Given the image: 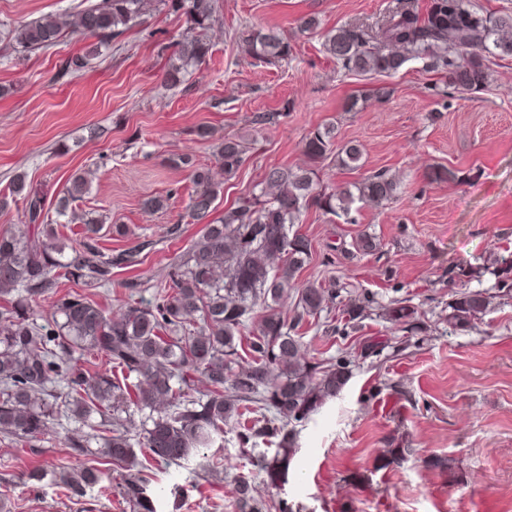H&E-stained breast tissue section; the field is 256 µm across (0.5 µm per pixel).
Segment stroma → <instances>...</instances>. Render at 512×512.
Masks as SVG:
<instances>
[{
	"label": "stroma",
	"mask_w": 512,
	"mask_h": 512,
	"mask_svg": "<svg viewBox=\"0 0 512 512\" xmlns=\"http://www.w3.org/2000/svg\"><path fill=\"white\" fill-rule=\"evenodd\" d=\"M221 10L202 31L210 50L181 85L165 86L169 47L191 28L188 15L167 6L127 31L120 45L102 50L78 74L63 64L86 54L91 38L65 29L59 45L26 52L6 46L3 32L35 18H73L85 0H0V233L24 223L25 203L10 183L25 174L45 198L60 242L78 243L80 224L57 216L54 204L68 179L83 174L91 188L77 212L106 215L99 245L119 252L146 248L137 265L112 271L108 287L88 297L109 317L127 303L154 300L161 270L184 254L202 232L187 205L190 171L172 158L187 155L210 169L221 189L216 216L261 183L274 166L313 165L319 186L343 189L371 172L395 178V197L366 204L356 223L304 208L294 229L314 244L296 284L333 280L339 297L299 328L307 359L338 351L354 355L350 379L335 398L300 427L299 451L279 490L293 512H512V294L503 295L495 260L512 255V57L492 65L485 90L460 94L447 78L407 63L392 76L347 73L323 49V36L343 25L375 33L396 0H219ZM315 31H301L307 18ZM288 36L292 53L273 64L256 62L239 39L248 27ZM390 88L386 99L376 86ZM279 113L274 124L256 116ZM334 124L337 144L363 147L358 169L335 157L310 163L303 145L319 126ZM208 137H199V128ZM242 135L251 148L242 167L225 177L216 147ZM447 169L444 181L431 180ZM160 196L164 209L142 202ZM380 241L378 251L349 254L360 233ZM483 291L490 304L471 327L449 325L455 292ZM372 298L370 315L348 336H326L344 304ZM408 299L423 329L409 337L387 320L384 306ZM386 342L381 356L361 358L363 341ZM78 423L60 418L39 442L0 438V512H129L119 493L126 470L106 459L74 455ZM403 448L397 466L379 470L377 457ZM450 459L449 468L423 459ZM97 468L102 498H67L60 475ZM40 471L41 481L30 472ZM243 462L234 433L201 450L185 467L158 469L154 486L185 489L180 512H237L231 481ZM359 483H352V476Z\"/></svg>",
	"instance_id": "obj_1"
}]
</instances>
